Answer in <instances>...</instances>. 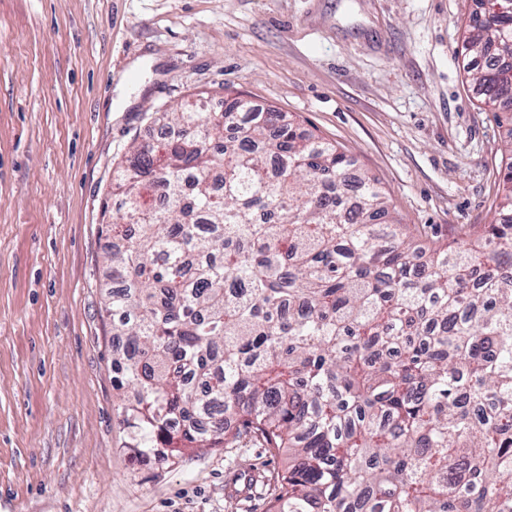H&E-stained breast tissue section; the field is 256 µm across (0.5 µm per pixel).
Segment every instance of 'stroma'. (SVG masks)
I'll list each match as a JSON object with an SVG mask.
<instances>
[{
    "mask_svg": "<svg viewBox=\"0 0 512 512\" xmlns=\"http://www.w3.org/2000/svg\"><path fill=\"white\" fill-rule=\"evenodd\" d=\"M475 0H0V512H270L252 437L131 457L101 213L152 112L231 88L341 147L418 242L489 224L505 131L464 51Z\"/></svg>",
    "mask_w": 512,
    "mask_h": 512,
    "instance_id": "stroma-1",
    "label": "stroma"
}]
</instances>
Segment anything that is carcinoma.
Returning <instances> with one entry per match:
<instances>
[{
  "label": "carcinoma",
  "instance_id": "obj_1",
  "mask_svg": "<svg viewBox=\"0 0 512 512\" xmlns=\"http://www.w3.org/2000/svg\"><path fill=\"white\" fill-rule=\"evenodd\" d=\"M466 42L498 121L506 0H479ZM152 119L106 221L126 448L163 467L249 435L288 455L271 512H512V156L494 221L422 250L280 112L226 89L222 112Z\"/></svg>",
  "mask_w": 512,
  "mask_h": 512
}]
</instances>
